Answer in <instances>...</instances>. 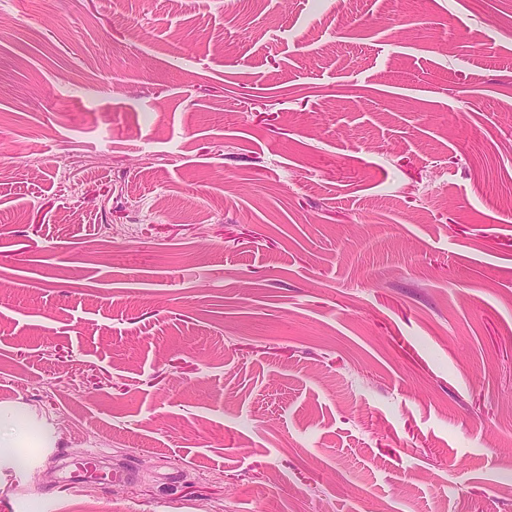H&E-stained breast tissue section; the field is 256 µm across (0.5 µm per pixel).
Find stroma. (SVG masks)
<instances>
[{
    "instance_id": "stroma-1",
    "label": "stroma",
    "mask_w": 512,
    "mask_h": 512,
    "mask_svg": "<svg viewBox=\"0 0 512 512\" xmlns=\"http://www.w3.org/2000/svg\"><path fill=\"white\" fill-rule=\"evenodd\" d=\"M1 404L0 512H512V0H0ZM55 437L46 427L35 428L31 419L20 409L0 407V448H24L31 451L34 448L54 447ZM0 451L1 463L5 457L15 463V457L10 451ZM97 455L98 452L89 453L84 465H75L69 469L67 478L74 483L84 482L92 478H103L118 484L125 483L132 478L133 470L129 466L121 470H110L107 473L102 471L100 469L101 458Z\"/></svg>"
}]
</instances>
